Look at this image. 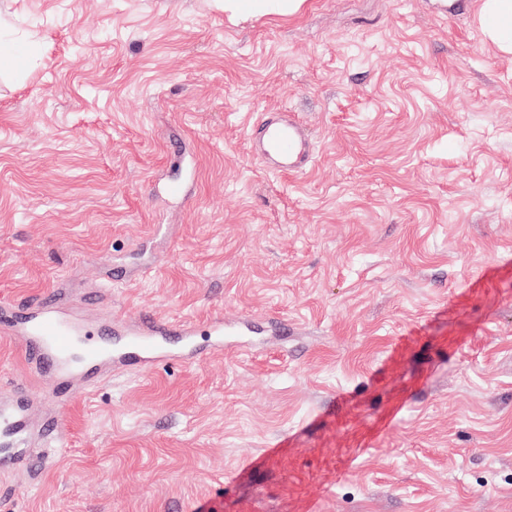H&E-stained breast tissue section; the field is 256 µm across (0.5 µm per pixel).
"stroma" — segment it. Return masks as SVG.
<instances>
[{
  "instance_id": "stroma-1",
  "label": "stroma",
  "mask_w": 512,
  "mask_h": 512,
  "mask_svg": "<svg viewBox=\"0 0 512 512\" xmlns=\"http://www.w3.org/2000/svg\"><path fill=\"white\" fill-rule=\"evenodd\" d=\"M478 7L0 0V305L237 329L81 393L0 512H512V56ZM283 110L306 173L252 156ZM20 380L49 392L0 336Z\"/></svg>"
}]
</instances>
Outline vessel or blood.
<instances>
[{
  "mask_svg": "<svg viewBox=\"0 0 512 512\" xmlns=\"http://www.w3.org/2000/svg\"><path fill=\"white\" fill-rule=\"evenodd\" d=\"M253 157L279 173H301L314 160V144L307 129L288 112L271 114L261 128L250 131ZM210 343L224 342V318L210 317L205 328L190 321L146 316L136 322L109 318L88 322L53 300L16 308L0 307V335L16 340L31 372L52 386L44 411L24 384L0 397V460L18 463L35 440L60 430L58 409L113 368H148L172 358H195L201 351L199 333Z\"/></svg>",
  "mask_w": 512,
  "mask_h": 512,
  "instance_id": "1",
  "label": "vessel or blood"
}]
</instances>
